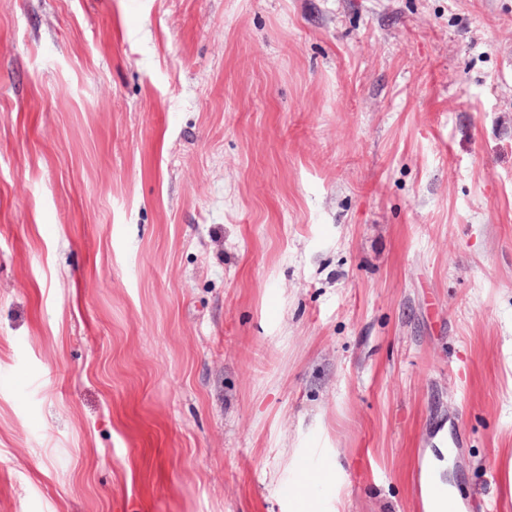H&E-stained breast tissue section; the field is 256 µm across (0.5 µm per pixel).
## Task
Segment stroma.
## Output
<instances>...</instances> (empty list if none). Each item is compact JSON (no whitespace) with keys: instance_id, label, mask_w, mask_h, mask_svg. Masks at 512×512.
<instances>
[{"instance_id":"obj_1","label":"stroma","mask_w":512,"mask_h":512,"mask_svg":"<svg viewBox=\"0 0 512 512\" xmlns=\"http://www.w3.org/2000/svg\"><path fill=\"white\" fill-rule=\"evenodd\" d=\"M444 447L512 512V0H0V512H426Z\"/></svg>"}]
</instances>
